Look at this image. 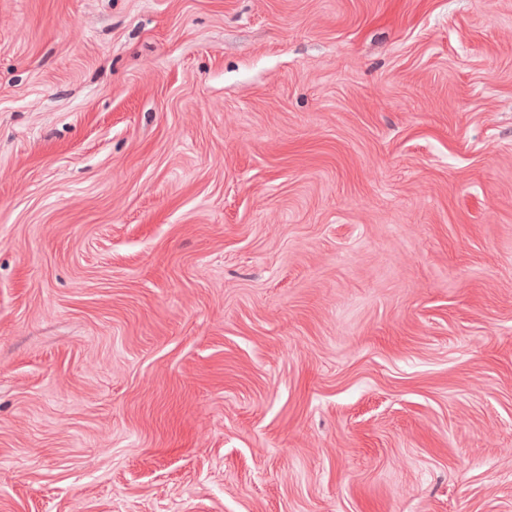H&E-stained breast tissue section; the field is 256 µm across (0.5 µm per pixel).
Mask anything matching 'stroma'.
<instances>
[{
  "label": "stroma",
  "instance_id": "35a3bbf8",
  "mask_svg": "<svg viewBox=\"0 0 512 512\" xmlns=\"http://www.w3.org/2000/svg\"><path fill=\"white\" fill-rule=\"evenodd\" d=\"M0 512H512V0H0Z\"/></svg>",
  "mask_w": 512,
  "mask_h": 512
}]
</instances>
